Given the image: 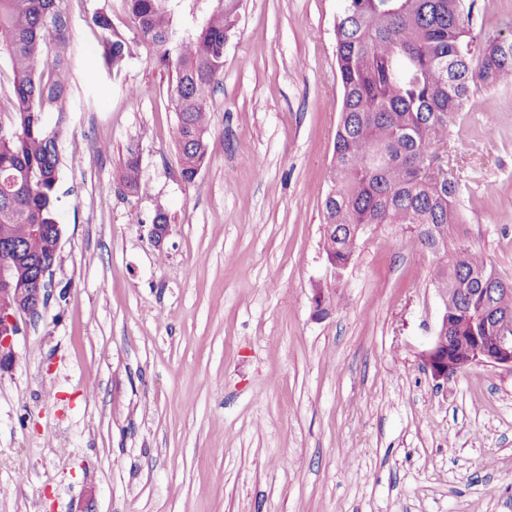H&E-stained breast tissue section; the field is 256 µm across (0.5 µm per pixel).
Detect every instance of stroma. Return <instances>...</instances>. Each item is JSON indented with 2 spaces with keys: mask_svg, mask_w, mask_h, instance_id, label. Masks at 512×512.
Wrapping results in <instances>:
<instances>
[{
  "mask_svg": "<svg viewBox=\"0 0 512 512\" xmlns=\"http://www.w3.org/2000/svg\"><path fill=\"white\" fill-rule=\"evenodd\" d=\"M471 3L476 40L512 39V0ZM341 7L242 0L188 184L171 73L139 46L108 75L88 19L132 36L119 0H66L60 261L0 376V512H512V371L425 370L429 255L372 225L326 261ZM448 167L460 244L512 277V81L472 93Z\"/></svg>",
  "mask_w": 512,
  "mask_h": 512,
  "instance_id": "35a3bbf8",
  "label": "stroma"
}]
</instances>
